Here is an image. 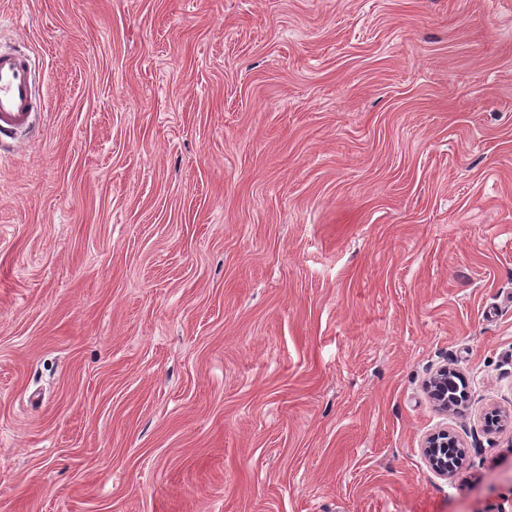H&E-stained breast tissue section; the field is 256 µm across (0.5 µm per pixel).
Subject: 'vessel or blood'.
<instances>
[{"mask_svg": "<svg viewBox=\"0 0 512 512\" xmlns=\"http://www.w3.org/2000/svg\"><path fill=\"white\" fill-rule=\"evenodd\" d=\"M39 108L29 55L18 50L0 52V134L30 131Z\"/></svg>", "mask_w": 512, "mask_h": 512, "instance_id": "vessel-or-blood-1", "label": "vessel or blood"}]
</instances>
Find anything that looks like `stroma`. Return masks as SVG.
Instances as JSON below:
<instances>
[{
    "label": "stroma",
    "mask_w": 512,
    "mask_h": 512,
    "mask_svg": "<svg viewBox=\"0 0 512 512\" xmlns=\"http://www.w3.org/2000/svg\"><path fill=\"white\" fill-rule=\"evenodd\" d=\"M1 47L0 512H512V0H0ZM39 108L29 55L0 52V134L15 136L32 129ZM455 372L448 369L447 366L441 367L431 375L426 383V388L436 406L444 412H448L455 402L459 400V395L452 394L448 396V386H455L453 375ZM424 455L431 469L439 475H448L463 457L460 441L448 430H440L428 435L424 442ZM448 448H455L448 457Z\"/></svg>",
    "instance_id": "stroma-1"
}]
</instances>
